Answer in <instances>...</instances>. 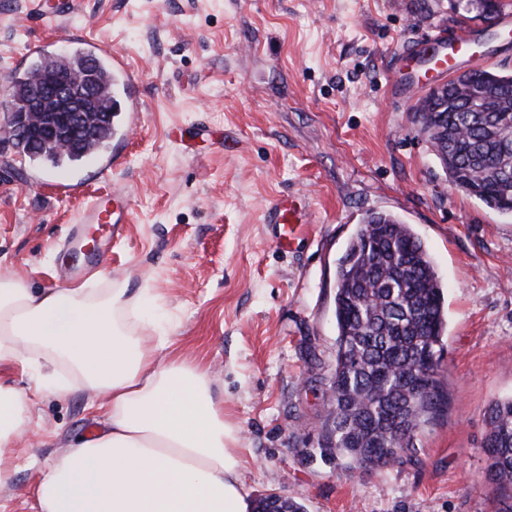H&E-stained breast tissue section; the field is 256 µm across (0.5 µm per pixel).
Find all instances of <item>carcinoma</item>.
<instances>
[{
  "label": "carcinoma",
  "instance_id": "cac0c4a2",
  "mask_svg": "<svg viewBox=\"0 0 512 512\" xmlns=\"http://www.w3.org/2000/svg\"><path fill=\"white\" fill-rule=\"evenodd\" d=\"M59 69L94 89V132L73 148L13 142L32 161L59 167L81 161L112 137L116 85L106 65L89 54L36 62L10 89L15 108L31 94L36 76ZM493 106L448 88V104L422 98L416 117L443 133L433 143L449 183L488 207L512 214V73L469 71ZM336 363L329 409L322 415L324 450L352 470L383 469L416 454L418 436L444 414L441 369L446 318L443 288L424 242L410 225L384 212L368 213L338 261ZM487 479L500 491L501 512H512V397L488 410L483 441Z\"/></svg>",
  "mask_w": 512,
  "mask_h": 512
}]
</instances>
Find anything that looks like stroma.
Listing matches in <instances>:
<instances>
[{
    "instance_id": "obj_1",
    "label": "stroma",
    "mask_w": 512,
    "mask_h": 512,
    "mask_svg": "<svg viewBox=\"0 0 512 512\" xmlns=\"http://www.w3.org/2000/svg\"><path fill=\"white\" fill-rule=\"evenodd\" d=\"M31 0H0V119L32 59L59 53ZM455 0H76L63 22L110 44L142 76L95 156L65 167L0 142V276L64 288L150 289L143 321L168 330L165 356L202 365L237 432L250 500L273 492L305 512H497L481 448L487 408L512 395V217L456 190L415 108L443 81L405 50L467 32L484 66L512 71V30L487 40ZM411 72L410 97L394 95ZM126 156L98 177L113 150ZM77 185L63 197L56 188ZM123 189L131 221L102 264L63 248L93 196ZM292 195L306 213L291 248L263 213ZM386 212L426 245L443 285L448 411L413 458L354 471L323 450L320 417L336 355L335 273L358 224ZM93 392L30 406L0 512H31L40 468L97 429Z\"/></svg>"
}]
</instances>
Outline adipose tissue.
Here are the masks:
<instances>
[{
  "instance_id": "obj_1",
  "label": "adipose tissue",
  "mask_w": 512,
  "mask_h": 512,
  "mask_svg": "<svg viewBox=\"0 0 512 512\" xmlns=\"http://www.w3.org/2000/svg\"><path fill=\"white\" fill-rule=\"evenodd\" d=\"M124 283L36 291L0 278V364L33 373L25 392L0 378V486L7 484L30 396L74 386L103 395L96 433L49 461L34 512H248L237 436L206 369L160 359Z\"/></svg>"
}]
</instances>
